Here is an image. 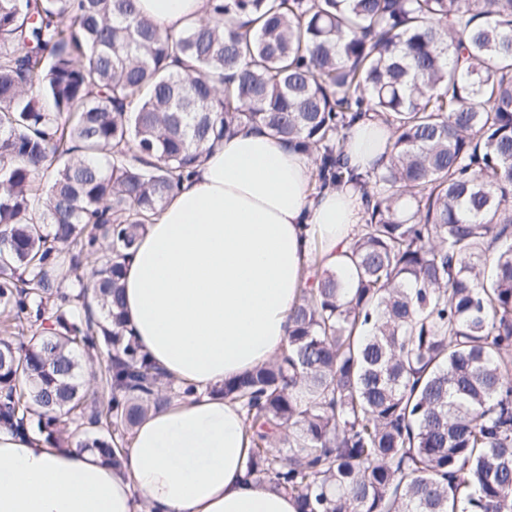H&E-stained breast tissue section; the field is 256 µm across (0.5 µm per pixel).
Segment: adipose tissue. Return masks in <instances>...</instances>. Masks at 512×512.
Segmentation results:
<instances>
[{
    "mask_svg": "<svg viewBox=\"0 0 512 512\" xmlns=\"http://www.w3.org/2000/svg\"><path fill=\"white\" fill-rule=\"evenodd\" d=\"M178 33L210 0H137ZM391 130L357 122L350 167L380 166ZM312 158L245 126L212 148L141 233L124 271L127 326L149 361L195 397L149 412L115 470L0 428V512H295L288 493L247 480L251 443L238 403L215 395L278 357L312 256L344 267L364 216L351 188L317 191Z\"/></svg>",
    "mask_w": 512,
    "mask_h": 512,
    "instance_id": "ef3b65f1",
    "label": "adipose tissue"
}]
</instances>
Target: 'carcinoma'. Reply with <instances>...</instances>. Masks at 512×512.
<instances>
[{
  "label": "carcinoma",
  "instance_id": "1",
  "mask_svg": "<svg viewBox=\"0 0 512 512\" xmlns=\"http://www.w3.org/2000/svg\"><path fill=\"white\" fill-rule=\"evenodd\" d=\"M213 3L176 35L136 0H0V428L80 433L117 468L149 410L194 394L129 335L122 277L186 172L251 125L366 216L286 350L218 389L248 475L298 512H512V0ZM369 114L388 161L347 174Z\"/></svg>",
  "mask_w": 512,
  "mask_h": 512
}]
</instances>
